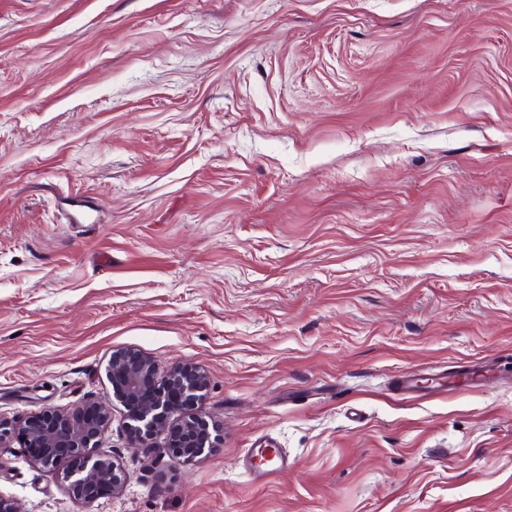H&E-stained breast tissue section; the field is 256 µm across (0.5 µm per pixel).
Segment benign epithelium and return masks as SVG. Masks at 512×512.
Segmentation results:
<instances>
[{"label":"benign epithelium","instance_id":"1","mask_svg":"<svg viewBox=\"0 0 512 512\" xmlns=\"http://www.w3.org/2000/svg\"><path fill=\"white\" fill-rule=\"evenodd\" d=\"M108 376L113 393L120 399L135 398L148 386H170L177 388L182 398L191 403L202 398L207 390L209 378L200 369L184 365L172 369L164 376L158 375L153 362L136 351H125L112 356L108 364ZM182 408L160 398L140 409L131 417L130 425L133 445L148 446V441ZM109 421L108 413L98 405H88L74 416H65L52 408L45 409L41 416L24 426L25 444L28 448H39V463L46 468H55L60 456L58 450L68 448L73 453L89 458L83 468L67 471L64 481L74 499L88 502L95 499L98 486L109 484L112 494L124 491L125 478L120 464L113 458L95 454V443L103 427ZM198 417L182 419L173 429L182 435L178 446H169L168 455L174 462H188L202 456L206 445L201 440Z\"/></svg>","mask_w":512,"mask_h":512}]
</instances>
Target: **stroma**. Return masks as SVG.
<instances>
[{
  "mask_svg": "<svg viewBox=\"0 0 512 512\" xmlns=\"http://www.w3.org/2000/svg\"><path fill=\"white\" fill-rule=\"evenodd\" d=\"M126 350L212 451L133 447ZM92 403L123 493L17 431L21 512H512V0H0V416ZM107 371L114 395L123 400L137 397L147 386L162 385L177 388L182 398L191 403L202 398L209 384L207 374L190 365L174 368L160 376L149 358L132 350L113 355ZM161 389L146 388L138 399L126 401L127 409L135 413L141 404L155 400ZM267 445H259L258 448H249L247 453L245 454L244 461L246 462V467L250 470L251 473L255 474L259 478H270L272 477L278 470L285 468L288 466V462L281 456L280 453L274 454L269 461L271 464L268 468L265 469H253L251 467V459L254 456H262L266 458L267 452L271 450V448H264ZM273 451V450H271Z\"/></svg>",
  "mask_w": 512,
  "mask_h": 512,
  "instance_id": "stroma-1",
  "label": "stroma"
}]
</instances>
